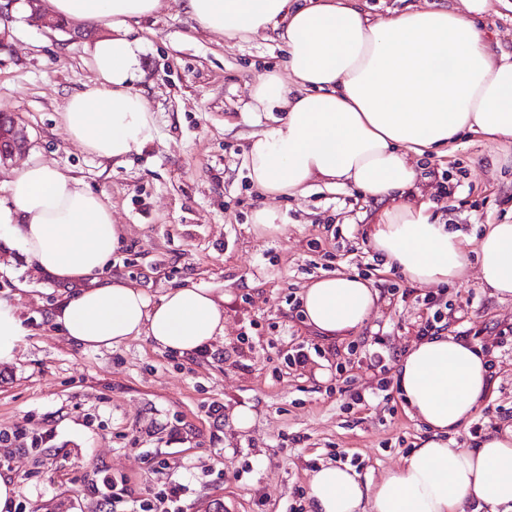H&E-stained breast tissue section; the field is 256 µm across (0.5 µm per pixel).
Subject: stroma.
Masks as SVG:
<instances>
[{
    "label": "stroma",
    "instance_id": "obj_1",
    "mask_svg": "<svg viewBox=\"0 0 512 512\" xmlns=\"http://www.w3.org/2000/svg\"><path fill=\"white\" fill-rule=\"evenodd\" d=\"M16 5L0 47V110L15 113L31 145L0 165V202L24 165L44 163L77 178L111 207L124 241L106 274L135 283L152 300L195 285L225 296L224 338L207 355L182 357L146 337L111 349L82 348L49 323L65 286L31 259L0 246V301L18 307L28 336L16 363L0 365V475L20 487L23 512H99L86 487L96 472L125 478L129 512L149 488L188 484L184 512H289L306 505L310 471L325 462L374 480L399 467L425 436L392 373L428 315L399 292L414 288L464 305L448 335L468 329L476 344L512 324V300L493 296L476 263L451 283L411 286L386 266L367 235L382 204L354 186L315 183L276 207L282 224L252 223L261 199L243 158L255 129L249 90L282 67L274 33L229 40L201 30L182 0H161L133 24L139 42L135 88L158 134L125 161L87 153L60 120L66 100L94 74L88 40L30 23ZM424 198L449 230L480 235L512 222V142L464 135L444 158L417 160ZM344 272L371 282L380 301L359 332L326 340L307 327L291 298L314 279ZM307 365L289 366L298 347ZM388 373L373 368L376 347ZM494 386L458 438L472 448L512 426V341L496 351ZM361 400H354V392ZM252 409L251 428L233 412ZM155 452L165 465L151 469Z\"/></svg>",
    "mask_w": 512,
    "mask_h": 512
}]
</instances>
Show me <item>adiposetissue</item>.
Segmentation results:
<instances>
[{
  "label": "adipose tissue",
  "instance_id": "adipose-tissue-1",
  "mask_svg": "<svg viewBox=\"0 0 512 512\" xmlns=\"http://www.w3.org/2000/svg\"><path fill=\"white\" fill-rule=\"evenodd\" d=\"M56 15L107 21L112 36L92 46L95 79L71 95L62 119L88 153L122 161L152 143L157 127L133 82L139 44L132 22L160 0H51ZM453 8H412L371 19L360 0H185L201 29L230 39L275 30L286 46L283 70L268 72L247 105L270 124L254 132L245 165L269 198L252 221L277 223L274 199L294 197L320 180L354 184L382 203L369 235L387 264L420 285L450 282L468 265L467 239L433 218L419 190L413 157H441L464 132L512 141V55L492 50L482 22L492 0ZM111 208L84 184L34 163L0 204V242L66 283L68 298L49 315L69 341L112 348L144 336L162 350L192 357L224 334V300L194 285L152 301L104 275L122 244ZM480 278L512 298V222L487 225L477 243ZM379 300L365 279L321 277L300 294L305 323L336 338L362 329ZM395 384L428 435L402 465L364 481L327 463L308 477L312 512H512V428L477 447L456 446L473 409L490 393L478 347L453 336L421 338L400 358Z\"/></svg>",
  "mask_w": 512,
  "mask_h": 512
}]
</instances>
